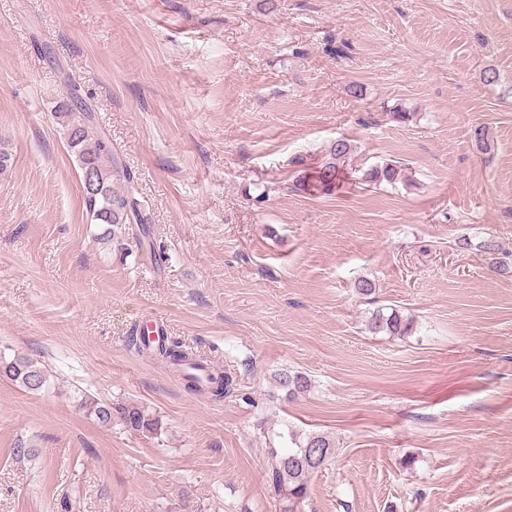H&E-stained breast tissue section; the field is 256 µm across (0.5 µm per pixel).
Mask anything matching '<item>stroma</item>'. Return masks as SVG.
I'll return each instance as SVG.
<instances>
[{"label": "stroma", "instance_id": "1", "mask_svg": "<svg viewBox=\"0 0 512 512\" xmlns=\"http://www.w3.org/2000/svg\"><path fill=\"white\" fill-rule=\"evenodd\" d=\"M72 84L162 265L86 218ZM339 139V187H298ZM0 149V354L50 374L0 380V512H284L292 430L336 446L296 512H512V270L477 248L512 253V0H0ZM379 306L412 332L370 333ZM156 318L224 399L130 345ZM85 393L161 435L100 426ZM0 379H6L29 393L41 392L49 382L48 371L23 355L6 358L0 354ZM80 406L87 416L93 418L102 426H111L112 419L117 418L132 433L145 436L161 433V422L158 417L137 404L114 405L102 402L93 396L84 395Z\"/></svg>", "mask_w": 512, "mask_h": 512}]
</instances>
